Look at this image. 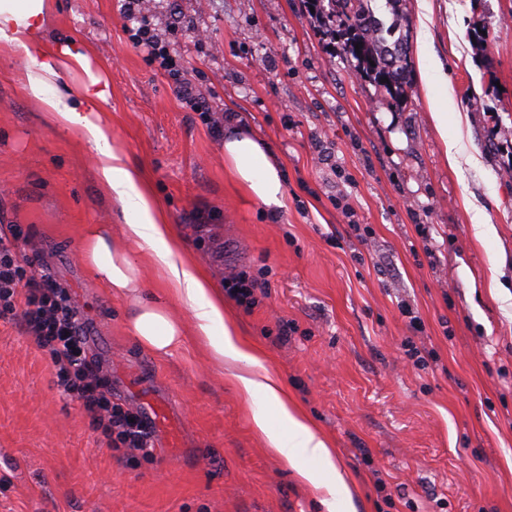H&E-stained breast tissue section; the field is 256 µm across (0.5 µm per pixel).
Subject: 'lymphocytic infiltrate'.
Returning a JSON list of instances; mask_svg holds the SVG:
<instances>
[{"label":"lymphocytic infiltrate","instance_id":"f902f5d3","mask_svg":"<svg viewBox=\"0 0 512 512\" xmlns=\"http://www.w3.org/2000/svg\"><path fill=\"white\" fill-rule=\"evenodd\" d=\"M131 40L175 80L179 100L203 108L201 93L180 72L165 45L137 32ZM19 315L26 336L49 358L61 395L77 400L102 444L117 458L154 457L153 428L140 411L112 398V383L91 353L83 313L50 268H34L17 234L0 232V316Z\"/></svg>","mask_w":512,"mask_h":512}]
</instances>
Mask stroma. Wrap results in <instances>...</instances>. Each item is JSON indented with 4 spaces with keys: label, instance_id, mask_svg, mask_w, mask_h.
Masks as SVG:
<instances>
[{
    "label": "stroma",
    "instance_id": "stroma-1",
    "mask_svg": "<svg viewBox=\"0 0 512 512\" xmlns=\"http://www.w3.org/2000/svg\"><path fill=\"white\" fill-rule=\"evenodd\" d=\"M371 6L409 48L427 36L448 79L447 133L430 119L418 58L394 104L355 76L301 0H144L138 21L122 0H50L47 46L83 44L90 68L62 70L45 92L72 97L101 77V123L148 175L194 265L219 288L267 269L256 306H227L332 441L352 492L339 512H512V0H402L395 16L385 0ZM142 20L207 112L238 114L268 144L286 209L269 215L228 177L207 112L182 104L130 41ZM28 68L0 48V231L19 233L22 255L52 267L98 327L113 397L165 403L175 436L158 434L152 458L111 457L18 317H0V512H327L254 430L257 410L284 429L262 396L195 343L158 357L127 336V306L88 278L78 250L83 225L120 226L123 209L92 149L44 120ZM448 138L463 146L454 166ZM478 209L492 226L481 241ZM408 340L426 369L405 355Z\"/></svg>",
    "mask_w": 512,
    "mask_h": 512
}]
</instances>
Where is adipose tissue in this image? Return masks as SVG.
Instances as JSON below:
<instances>
[{
  "label": "adipose tissue",
  "instance_id": "obj_1",
  "mask_svg": "<svg viewBox=\"0 0 512 512\" xmlns=\"http://www.w3.org/2000/svg\"><path fill=\"white\" fill-rule=\"evenodd\" d=\"M49 0H0V47L21 54L30 62L26 90L38 100L46 116L86 143L97 158L96 172L104 190L123 205L129 219L122 236H114L108 224H87L81 230V255L88 276L111 297L130 308L126 329L140 347L156 356H167L187 340L205 347L219 361L242 363L246 372L236 380L246 395L262 393L271 402L287 435L270 429L266 417L254 415L253 424L271 448L294 464L298 476L314 488L325 490L323 503L334 508L336 498L349 495V483L332 460L330 442L319 435L301 407L280 381L269 374L261 348L243 338L237 321L228 314L223 294L213 288L206 272L192 268L180 238L153 194L141 170L127 165L112 146L99 121V107L109 96L108 86L89 76L76 101L49 97L44 88L57 77L63 63L88 66L85 46L66 44L50 49L44 42ZM224 160L236 182L263 206L285 208L287 194L281 166L268 145L249 128L229 124L224 131ZM152 261L169 286L164 299L143 295V263ZM179 301L192 313L191 324L174 319L171 301ZM320 461L328 478L304 466V459Z\"/></svg>",
  "mask_w": 512,
  "mask_h": 512
}]
</instances>
